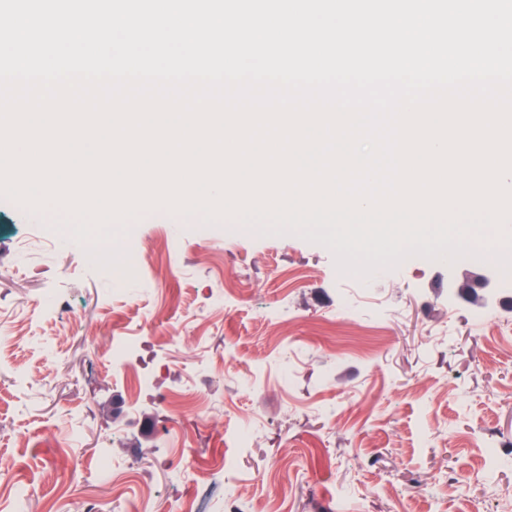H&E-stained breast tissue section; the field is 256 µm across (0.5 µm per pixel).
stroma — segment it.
<instances>
[{"label": "stroma", "mask_w": 512, "mask_h": 512, "mask_svg": "<svg viewBox=\"0 0 512 512\" xmlns=\"http://www.w3.org/2000/svg\"><path fill=\"white\" fill-rule=\"evenodd\" d=\"M134 280L0 199V512H512V288L420 257L369 281L295 235L144 214ZM81 429L79 440L67 430ZM108 456L129 473H99ZM182 461L183 473L166 469Z\"/></svg>", "instance_id": "stroma-1"}]
</instances>
